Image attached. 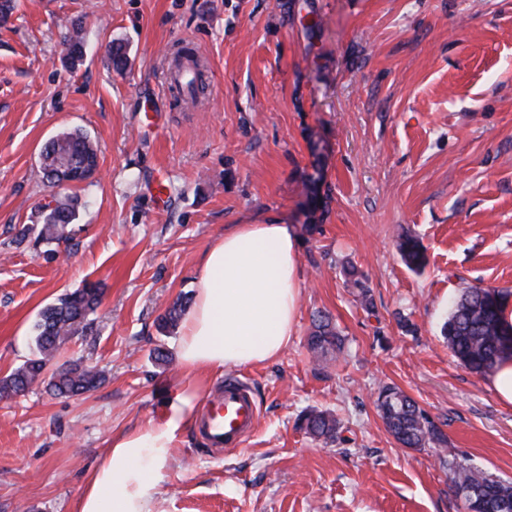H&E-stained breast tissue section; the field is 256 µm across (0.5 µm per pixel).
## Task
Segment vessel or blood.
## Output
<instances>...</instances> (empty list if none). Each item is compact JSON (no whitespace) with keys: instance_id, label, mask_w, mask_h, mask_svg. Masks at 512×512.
I'll use <instances>...</instances> for the list:
<instances>
[{"instance_id":"1","label":"vessel or blood","mask_w":512,"mask_h":512,"mask_svg":"<svg viewBox=\"0 0 512 512\" xmlns=\"http://www.w3.org/2000/svg\"><path fill=\"white\" fill-rule=\"evenodd\" d=\"M259 408L252 390L230 377L205 398L204 412L195 429L212 448H236L249 438L258 421Z\"/></svg>"}]
</instances>
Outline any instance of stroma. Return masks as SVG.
<instances>
[{"label":"stroma","mask_w":512,"mask_h":512,"mask_svg":"<svg viewBox=\"0 0 512 512\" xmlns=\"http://www.w3.org/2000/svg\"><path fill=\"white\" fill-rule=\"evenodd\" d=\"M74 20L86 55L73 70ZM181 44L205 66L194 104L168 80ZM71 128L97 141L100 169L53 187L40 152ZM67 195L79 201L67 239L15 244ZM269 223L298 233L300 292L287 349L228 374L250 384L259 426L228 451L184 428L156 512H462L439 449L387 430L385 384L449 448L512 481V405L440 332L464 288L512 290V0H18L0 27V378L29 357L40 310L93 282V329L53 365L105 379L70 398L40 381L0 397V512H75L116 436L159 421L184 387L220 386L183 369L180 330L157 320L193 297L226 228ZM402 234L424 246L422 271L401 260ZM350 265L372 309L347 286ZM320 311L344 348L317 359ZM313 408L339 419L334 442L300 428Z\"/></svg>","instance_id":"stroma-1"}]
</instances>
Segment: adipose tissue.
Returning a JSON list of instances; mask_svg holds the SVG:
<instances>
[{
    "mask_svg": "<svg viewBox=\"0 0 512 512\" xmlns=\"http://www.w3.org/2000/svg\"><path fill=\"white\" fill-rule=\"evenodd\" d=\"M298 238L286 224H237L207 251L182 323L180 363L192 373L264 363L288 346L297 320ZM179 392L165 421L120 434L90 473L77 512H152L158 473L195 416Z\"/></svg>",
    "mask_w": 512,
    "mask_h": 512,
    "instance_id": "obj_1",
    "label": "adipose tissue"
}]
</instances>
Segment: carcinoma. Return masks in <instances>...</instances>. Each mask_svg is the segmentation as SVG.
Wrapping results in <instances>:
<instances>
[{
    "instance_id": "1",
    "label": "carcinoma",
    "mask_w": 512,
    "mask_h": 512,
    "mask_svg": "<svg viewBox=\"0 0 512 512\" xmlns=\"http://www.w3.org/2000/svg\"><path fill=\"white\" fill-rule=\"evenodd\" d=\"M66 62L76 67L84 55V42L79 25L66 40ZM187 68L192 72L196 99L205 90L204 65L189 50L180 48L173 59V68ZM73 167L93 170L98 167V152L87 134L79 129L67 130L42 149L40 168L42 178L51 181L65 178L64 161ZM76 219L75 203L59 199L53 210L43 212L42 223L25 227L16 235L21 244L28 238L49 243L62 238L66 228ZM397 249L412 270L426 265V256L420 242L402 235ZM512 294L496 287L470 286L453 303L441 332L449 352L467 369L484 375L494 369L505 356H512V330L501 320V308ZM99 299V288L87 283L81 289L66 293L39 313L34 325L36 353L9 375L0 378V396L16 394L40 379L48 370L52 357L69 338L92 329L94 312ZM185 305L174 304L159 318L158 327L168 331L176 327ZM308 346L315 357L341 352L344 339L332 325L329 316L320 314L314 319V329ZM104 375L94 366L75 363L52 373L49 385L61 395H77L97 388ZM377 410L388 431L404 447L446 448L448 440L427 413L402 390L383 385L379 390ZM307 433L325 440L335 437L339 421L326 411L311 410L303 416ZM442 467L448 470V487L463 501V508L473 512H512V482L492 477L475 466L465 456L449 451L440 456Z\"/></svg>"
}]
</instances>
